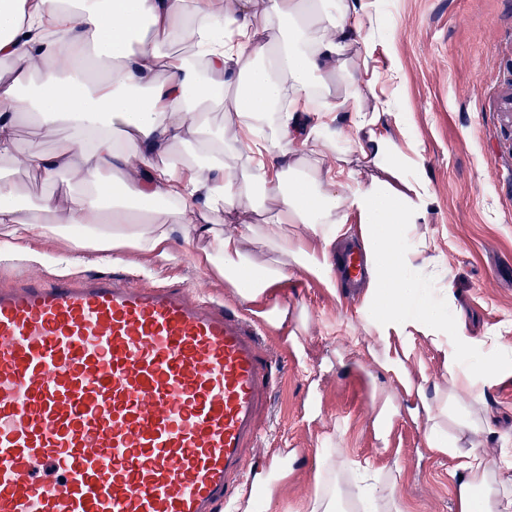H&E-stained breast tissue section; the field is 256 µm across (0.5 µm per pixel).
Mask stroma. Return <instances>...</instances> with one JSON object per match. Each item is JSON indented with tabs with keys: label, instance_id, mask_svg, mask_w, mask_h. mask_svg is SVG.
Masks as SVG:
<instances>
[{
	"label": "stroma",
	"instance_id": "stroma-1",
	"mask_svg": "<svg viewBox=\"0 0 512 512\" xmlns=\"http://www.w3.org/2000/svg\"><path fill=\"white\" fill-rule=\"evenodd\" d=\"M347 66L363 79L364 109L380 110L377 132L400 144L429 183L418 232L437 244L428 254L441 273L437 289L453 295L468 335L512 340V0H379ZM200 247L191 242L169 261L128 248L116 263L88 250L74 264L70 240L35 235L25 250L0 249V284L28 273L137 270L238 302L223 275L198 261ZM276 297L267 343L284 380L253 449L280 471L269 512H309L325 484L317 458L327 448L342 451L343 492L352 489L348 463L367 461L394 482V512H459L456 459L428 446L415 394L367 352L357 314L363 289L332 293L297 272ZM408 351L409 373L427 377L428 397L453 395L441 351L421 336ZM470 406L492 427L468 432L460 451L495 459L499 436L512 438V375Z\"/></svg>",
	"mask_w": 512,
	"mask_h": 512
}]
</instances>
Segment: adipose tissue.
<instances>
[{"label": "adipose tissue", "mask_w": 512, "mask_h": 512, "mask_svg": "<svg viewBox=\"0 0 512 512\" xmlns=\"http://www.w3.org/2000/svg\"><path fill=\"white\" fill-rule=\"evenodd\" d=\"M368 4L233 0L220 12L214 0H38L33 8L0 0V63L10 72L0 79V159L17 160L48 183L75 169L83 186L64 206L43 197L24 218L13 184L0 177V239L64 236L78 254L90 248L116 261L133 246L170 260L190 224L206 243L204 261L255 304L297 269L336 289L341 261L331 248L353 215L369 267L360 309L374 335L369 354L405 377L395 344L420 334L442 350L461 393L491 389L512 374V344L469 336L448 300L431 297L434 278L418 257L434 242L416 232L431 204L427 182L409 171L398 143L376 132V116L355 92L352 126L324 133L340 105L322 90V77L334 72L358 86L346 54ZM270 29L280 38L262 40ZM162 36L181 52L162 53ZM163 69L168 77H160ZM227 99L235 123L213 132L211 109ZM23 119L66 132L50 148L21 154L15 129ZM189 140L194 159L176 156ZM353 151L381 177L365 183L344 167L342 157ZM236 206L261 213L262 223H239ZM212 215L223 216V229L209 225ZM292 224L305 225V234L289 233ZM252 237L269 246L268 262L245 255ZM416 395L430 446L456 455L476 420L464 407L449 416L447 403L429 399L424 386ZM457 469L460 512H512L511 440L495 462L473 452Z\"/></svg>", "instance_id": "ef3b65f1"}]
</instances>
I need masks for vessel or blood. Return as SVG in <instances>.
Here are the masks:
<instances>
[{
  "mask_svg": "<svg viewBox=\"0 0 512 512\" xmlns=\"http://www.w3.org/2000/svg\"><path fill=\"white\" fill-rule=\"evenodd\" d=\"M270 327L134 272L0 289V512H232Z\"/></svg>",
  "mask_w": 512,
  "mask_h": 512,
  "instance_id": "vessel-or-blood-1",
  "label": "vessel or blood"
}]
</instances>
